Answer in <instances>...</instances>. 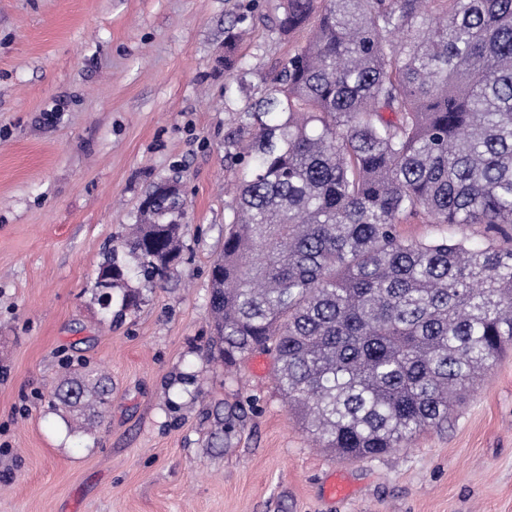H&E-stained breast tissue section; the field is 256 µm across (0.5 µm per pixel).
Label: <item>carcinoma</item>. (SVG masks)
Listing matches in <instances>:
<instances>
[{
	"instance_id": "1",
	"label": "carcinoma",
	"mask_w": 512,
	"mask_h": 512,
	"mask_svg": "<svg viewBox=\"0 0 512 512\" xmlns=\"http://www.w3.org/2000/svg\"><path fill=\"white\" fill-rule=\"evenodd\" d=\"M303 39L224 140L238 167L210 310L224 361L273 354L290 411L343 459L448 422L512 348V0H284ZM185 200L154 182L95 298L179 256ZM485 225L487 244L402 221ZM112 379L66 372L49 404L100 423Z\"/></svg>"
}]
</instances>
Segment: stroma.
Here are the masks:
<instances>
[{
	"mask_svg": "<svg viewBox=\"0 0 512 512\" xmlns=\"http://www.w3.org/2000/svg\"><path fill=\"white\" fill-rule=\"evenodd\" d=\"M282 0H0V512H512V351L446 426L350 461L315 444L271 353L212 345L210 267L234 180L224 140L293 44ZM239 66L224 69V43ZM181 258L138 306L94 299L102 253L159 178ZM112 401L92 433L52 410L63 371ZM349 493L333 497L331 481Z\"/></svg>",
	"mask_w": 512,
	"mask_h": 512,
	"instance_id": "1",
	"label": "stroma"
}]
</instances>
